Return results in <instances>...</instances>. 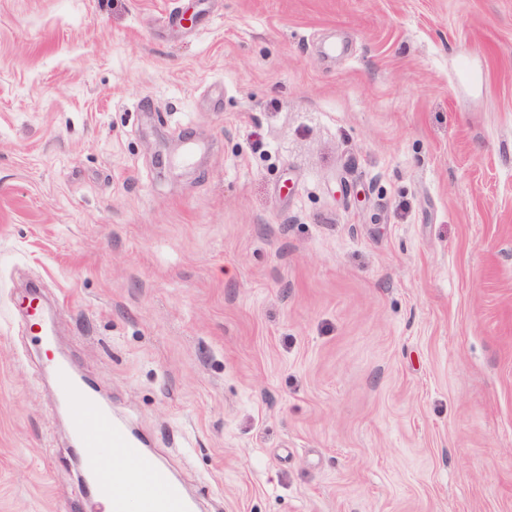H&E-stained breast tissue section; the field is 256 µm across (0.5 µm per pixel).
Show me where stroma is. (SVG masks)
<instances>
[{
  "label": "stroma",
  "instance_id": "obj_1",
  "mask_svg": "<svg viewBox=\"0 0 512 512\" xmlns=\"http://www.w3.org/2000/svg\"><path fill=\"white\" fill-rule=\"evenodd\" d=\"M0 0V512H100L18 312L197 512H512V0Z\"/></svg>",
  "mask_w": 512,
  "mask_h": 512
}]
</instances>
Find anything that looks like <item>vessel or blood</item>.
Instances as JSON below:
<instances>
[{
  "label": "vessel or blood",
  "mask_w": 512,
  "mask_h": 512,
  "mask_svg": "<svg viewBox=\"0 0 512 512\" xmlns=\"http://www.w3.org/2000/svg\"><path fill=\"white\" fill-rule=\"evenodd\" d=\"M48 366L61 396L84 406L85 415L72 431L88 450L92 492L107 512H195L196 500L147 449L143 437L114 417L95 390L75 378L70 366L51 356Z\"/></svg>",
  "instance_id": "b4317fda"
}]
</instances>
